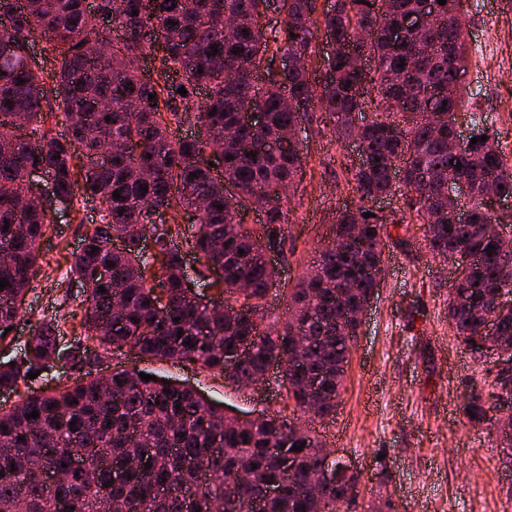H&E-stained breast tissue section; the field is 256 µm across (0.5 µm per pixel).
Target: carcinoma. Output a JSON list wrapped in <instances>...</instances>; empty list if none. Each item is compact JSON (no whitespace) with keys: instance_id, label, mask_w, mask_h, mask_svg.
Here are the masks:
<instances>
[{"instance_id":"carcinoma-1","label":"carcinoma","mask_w":512,"mask_h":512,"mask_svg":"<svg viewBox=\"0 0 512 512\" xmlns=\"http://www.w3.org/2000/svg\"><path fill=\"white\" fill-rule=\"evenodd\" d=\"M331 2L317 19L313 0H283V24L267 34L266 0H98L92 10L86 0H0V18L8 20L0 22V280L9 282L0 289V341L23 312L40 241L54 224L35 191L19 204L25 172L39 168L62 201L91 200L99 213L70 268L85 292L83 335L67 353L78 370L93 356L126 347L151 361H192L238 389L278 363L285 368L282 400L292 407L290 416L277 411L265 421L234 422L193 388L147 382L122 365L107 377L88 371L58 389L35 388L29 373L59 352L62 338L60 325L44 323L33 330L23 358L0 363V391L26 388L18 405L0 407V512H214L226 499L233 512H347L361 495L358 479L341 469L330 491L309 490L324 461L321 441L312 431L301 433L302 421L311 407L315 419L336 415L355 311L379 286L368 272L383 265L392 227L425 225L426 246L443 262L463 248L475 253L476 263L456 266L448 328L466 349L478 340L512 347V308L495 304L501 291H512L504 270L512 265V239L488 235L480 194L492 181L512 196V163L486 122H472L470 137L487 139L471 145L463 165L471 200L466 222L439 180L448 170L456 112L468 96L459 85L468 63L457 21L461 0ZM423 12L435 17L430 27H404ZM319 32L361 46L372 68L363 71L337 52L329 59L332 75L314 88L309 69ZM39 38L63 49L59 69L48 77L29 53ZM91 41L107 46L112 61L92 58ZM421 42L432 54L417 61ZM158 50L170 76L155 81L141 72L140 61ZM287 56L306 64L277 70V60ZM196 89L205 90L198 103ZM372 91L376 110L358 124ZM285 95L307 102L305 119L356 141L366 160L353 174L357 206L336 213L332 241L314 249L281 319L268 308L277 271L259 249L263 241L270 248L284 241L287 212L273 194L281 185L293 187L303 162L302 143H284L299 121L284 107ZM256 100L264 102L266 117L252 129L240 116ZM193 108L197 136L175 135L170 124ZM57 112L68 121L65 134L49 127ZM107 139L125 147L102 160ZM213 146L225 156L218 178L204 158ZM76 155L83 158L78 167ZM395 193L405 197L406 213L364 217L368 201ZM243 199L263 212L258 236L242 224ZM198 205L196 233L185 250L178 216ZM146 221L156 234L154 254L141 243ZM189 253L222 271L211 308L183 288ZM100 267L108 268L105 281ZM158 290L169 299L164 309L156 306ZM240 350L245 358L226 373L225 357ZM307 377L320 379L317 392L303 389ZM500 383L497 372L491 389L466 396L462 413L469 422L493 424L488 411ZM35 410L39 417L27 418ZM295 446L290 471L286 461ZM78 448L94 457L81 469L73 466ZM136 458L144 464H134ZM239 471L251 475L249 483L233 481ZM272 485L279 495L270 500Z\"/></svg>"}]
</instances>
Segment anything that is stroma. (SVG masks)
<instances>
[{
	"label": "stroma",
	"instance_id": "1",
	"mask_svg": "<svg viewBox=\"0 0 512 512\" xmlns=\"http://www.w3.org/2000/svg\"><path fill=\"white\" fill-rule=\"evenodd\" d=\"M463 20L470 54L463 84L469 88L488 76L494 83L484 97L467 99L456 114L458 129L469 137L472 112H487L491 132L512 157V80L502 75L503 59H512V5L464 0ZM305 135L303 166L293 193L282 201L286 241L276 256V293L268 298L279 314L314 248L331 240L337 212L358 202L349 175L337 165L343 156L356 160L353 141L313 124ZM98 220L91 202L75 212L56 211L28 292L29 308L12 333L13 356L23 355L42 321L57 320L67 343L82 333V288L71 280L70 267L85 226ZM423 234V225H409L402 242L386 249L385 273L351 349L341 401L335 417L324 420L322 435L363 474L351 512H365L377 497L391 499L398 512H504L512 508V449L498 444L490 425L471 424L460 409L468 388L490 387L497 357L473 355L451 335L446 317L454 268L433 258ZM119 361L192 387L231 416L281 408L225 386L194 364L149 362L129 349L92 361L90 370L105 374Z\"/></svg>",
	"mask_w": 512,
	"mask_h": 512
}]
</instances>
